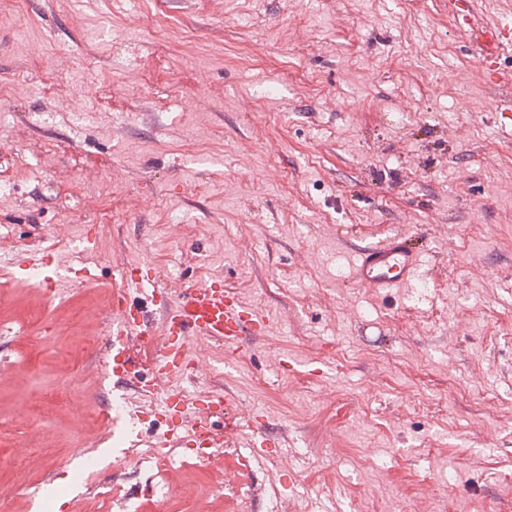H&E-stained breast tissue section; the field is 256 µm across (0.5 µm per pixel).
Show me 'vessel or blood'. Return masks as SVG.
Segmentation results:
<instances>
[{"mask_svg":"<svg viewBox=\"0 0 512 512\" xmlns=\"http://www.w3.org/2000/svg\"><path fill=\"white\" fill-rule=\"evenodd\" d=\"M498 0H448L459 37L481 32L502 50H512V25L505 23ZM420 255L408 237L395 233L361 247L352 271L363 287L384 292L405 285L416 276ZM125 285L114 290L109 307L113 346L119 356L130 359L135 343H154L157 355L155 373L175 382L186 375L185 361L190 342L203 339L227 345L239 343L242 336L260 334L268 328L264 314L246 306L237 295L224 287L201 283L185 288L167 311L161 329L152 326L151 308L158 300L156 276H144L137 265L126 266ZM162 411L168 419L166 437L192 436L196 446L223 447L225 431L215 429L214 420L230 411L225 395L200 389L193 397L170 393L162 399Z\"/></svg>","mask_w":512,"mask_h":512,"instance_id":"obj_1","label":"vessel or blood"}]
</instances>
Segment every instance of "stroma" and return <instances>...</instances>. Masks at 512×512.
Instances as JSON below:
<instances>
[{
    "label": "stroma",
    "instance_id": "35a3bbf8",
    "mask_svg": "<svg viewBox=\"0 0 512 512\" xmlns=\"http://www.w3.org/2000/svg\"><path fill=\"white\" fill-rule=\"evenodd\" d=\"M448 0H0V485L7 512H512V115ZM411 235L420 280L357 287ZM35 255L93 282L42 288ZM141 262L168 299L219 281L270 318L197 341L225 455L130 451L155 420L107 371ZM287 354L294 370L276 358ZM73 474L61 509L46 485ZM419 265V252L409 238L395 233L361 247L352 276L364 288L384 292L412 281Z\"/></svg>",
    "mask_w": 512,
    "mask_h": 512
}]
</instances>
